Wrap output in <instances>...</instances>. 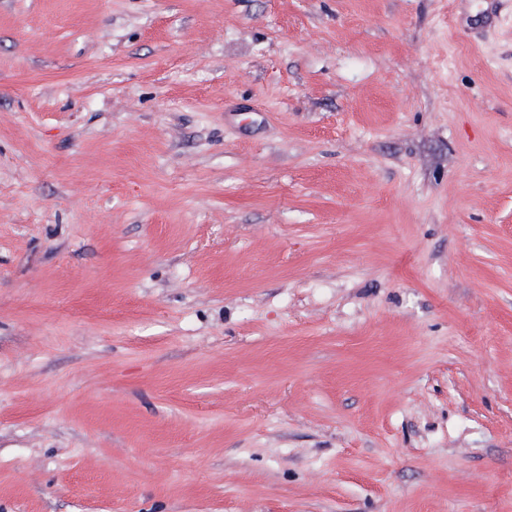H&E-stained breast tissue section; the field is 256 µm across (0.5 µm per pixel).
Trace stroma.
<instances>
[{
	"instance_id": "obj_1",
	"label": "stroma",
	"mask_w": 512,
	"mask_h": 512,
	"mask_svg": "<svg viewBox=\"0 0 512 512\" xmlns=\"http://www.w3.org/2000/svg\"><path fill=\"white\" fill-rule=\"evenodd\" d=\"M0 512H512V0H0Z\"/></svg>"
}]
</instances>
